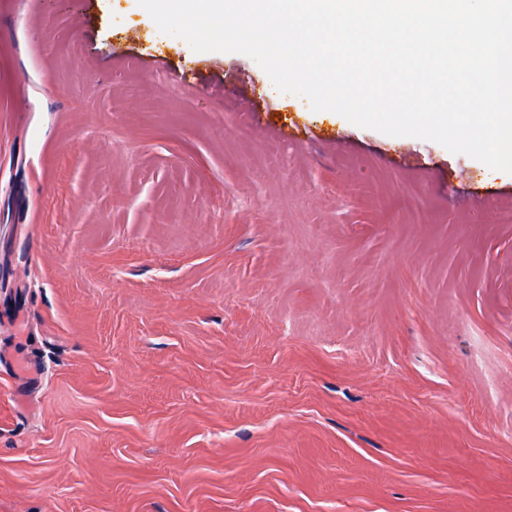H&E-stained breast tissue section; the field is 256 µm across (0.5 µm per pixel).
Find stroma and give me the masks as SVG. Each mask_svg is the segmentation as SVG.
<instances>
[{
	"mask_svg": "<svg viewBox=\"0 0 512 512\" xmlns=\"http://www.w3.org/2000/svg\"><path fill=\"white\" fill-rule=\"evenodd\" d=\"M398 144L0 0V512H512V174Z\"/></svg>",
	"mask_w": 512,
	"mask_h": 512,
	"instance_id": "obj_1",
	"label": "stroma"
}]
</instances>
